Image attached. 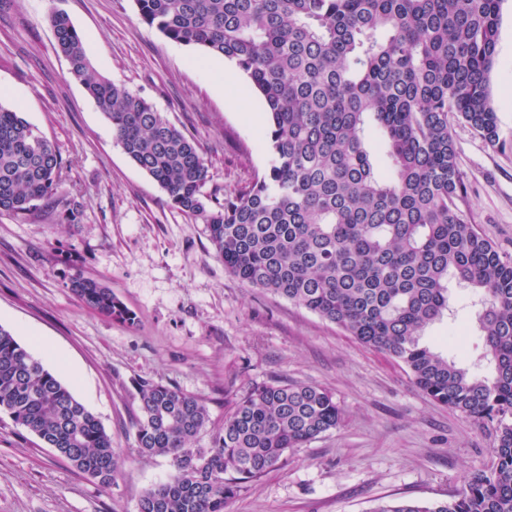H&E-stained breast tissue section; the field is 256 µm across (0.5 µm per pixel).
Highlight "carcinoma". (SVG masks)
<instances>
[{"mask_svg":"<svg viewBox=\"0 0 512 512\" xmlns=\"http://www.w3.org/2000/svg\"><path fill=\"white\" fill-rule=\"evenodd\" d=\"M166 39L233 62L268 114L270 164L232 198L206 194L200 146L145 98L100 75L63 13L49 23L70 74L129 160L173 207L207 225L225 270L284 297L404 364L434 402L494 425V459L450 501L388 502L373 512H512V257L468 223L448 123L453 112L499 143L489 92L501 0H134ZM379 149L368 148L370 131ZM65 162L18 110L0 104V214L62 201ZM479 290L480 377L421 343L450 310L448 278ZM69 288L132 325L112 289L80 272ZM137 448L168 455L174 474L137 512H224L290 448L336 429L343 412L312 384L245 392L210 435L197 397L138 382ZM0 412L75 470L115 484L120 453L97 416L0 326Z\"/></svg>","mask_w":512,"mask_h":512,"instance_id":"cac0c4a2","label":"carcinoma"}]
</instances>
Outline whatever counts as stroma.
<instances>
[{
	"instance_id": "obj_1",
	"label": "stroma",
	"mask_w": 512,
	"mask_h": 512,
	"mask_svg": "<svg viewBox=\"0 0 512 512\" xmlns=\"http://www.w3.org/2000/svg\"><path fill=\"white\" fill-rule=\"evenodd\" d=\"M67 13L94 68L151 102L199 143L207 191L234 196L269 164L267 116L234 63L165 39L134 0H0V104L20 109L68 167L61 195L81 223L53 210L0 215V326L32 353L47 341L71 370L47 369L102 422L122 458L114 485L76 472L38 437L0 415V512H135L168 480L169 457L141 456L136 383L180 388L224 425L250 386L273 380L321 386L341 425L251 482L226 512H371L382 500L445 501L490 467L494 430L433 402L402 363L367 348L307 309L228 274L205 224L174 209L135 167L112 125L69 73L48 16ZM499 143L450 118L467 195L465 219L512 256V0H502L489 74ZM109 286L138 320L129 326L83 304L65 283L75 271ZM471 289L451 286V314L429 326L461 366L481 353Z\"/></svg>"
}]
</instances>
